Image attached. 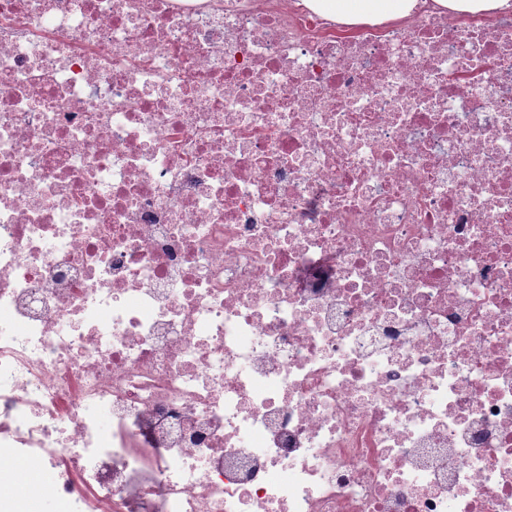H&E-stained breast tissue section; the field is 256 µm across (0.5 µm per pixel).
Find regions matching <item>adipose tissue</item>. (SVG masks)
Returning a JSON list of instances; mask_svg holds the SVG:
<instances>
[{
	"label": "adipose tissue",
	"mask_w": 512,
	"mask_h": 512,
	"mask_svg": "<svg viewBox=\"0 0 512 512\" xmlns=\"http://www.w3.org/2000/svg\"><path fill=\"white\" fill-rule=\"evenodd\" d=\"M417 0H309L312 9L326 18L347 24L408 17Z\"/></svg>",
	"instance_id": "ef3b65f1"
}]
</instances>
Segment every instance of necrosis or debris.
<instances>
[{
	"instance_id": "necrosis-or-debris-1",
	"label": "necrosis or debris",
	"mask_w": 512,
	"mask_h": 512,
	"mask_svg": "<svg viewBox=\"0 0 512 512\" xmlns=\"http://www.w3.org/2000/svg\"><path fill=\"white\" fill-rule=\"evenodd\" d=\"M512 512V14L0 0V512ZM17 473L16 489L29 490L35 485L43 482H51L54 479V472L44 469L32 462L19 461L15 465Z\"/></svg>"
}]
</instances>
